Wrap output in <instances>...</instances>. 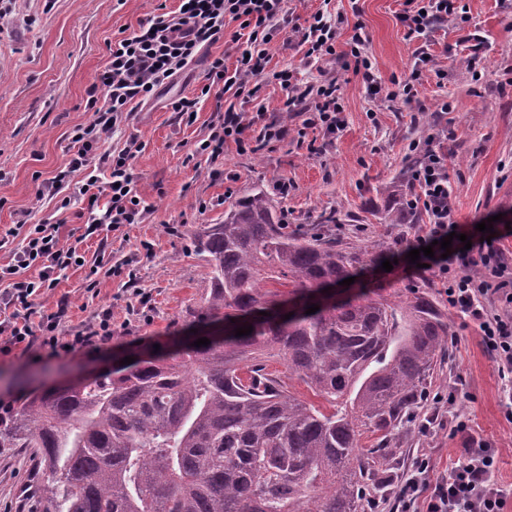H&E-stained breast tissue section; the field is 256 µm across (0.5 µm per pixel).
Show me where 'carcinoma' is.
Segmentation results:
<instances>
[{
  "mask_svg": "<svg viewBox=\"0 0 512 512\" xmlns=\"http://www.w3.org/2000/svg\"><path fill=\"white\" fill-rule=\"evenodd\" d=\"M409 198L398 194L389 223H406ZM194 236L208 254L206 316L224 335L31 394L0 419V448L31 450L42 512H371L448 355V317L420 294L359 295L284 319L288 297L317 296L377 252L288 235L262 192ZM263 281L289 291L263 292ZM269 348L319 403L266 371Z\"/></svg>",
  "mask_w": 512,
  "mask_h": 512,
  "instance_id": "obj_1",
  "label": "carcinoma"
}]
</instances>
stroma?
Instances as JSON below:
<instances>
[{"instance_id":"stroma-1","label":"stroma","mask_w":512,"mask_h":512,"mask_svg":"<svg viewBox=\"0 0 512 512\" xmlns=\"http://www.w3.org/2000/svg\"><path fill=\"white\" fill-rule=\"evenodd\" d=\"M459 2L484 38L478 54L459 44L451 22L408 36L398 20L405 0H288L291 12L303 18L319 10L341 17L337 50H346L354 27L362 26L385 91L371 95L361 77L334 59L309 63L296 43L279 36L270 69L291 71L303 86L336 79L344 127L331 136L303 129L301 117L283 112L288 91L274 79H261L255 94L237 99L219 84L203 92L211 59L235 64L231 36L238 25H227L224 39L201 49L194 63L137 105L99 146L115 156L130 138L143 142L129 161L141 198L138 223L86 238V265L62 272L40 299L48 314L66 305L69 330L85 329L98 313L111 311V342L93 352L55 355L36 346L0 355V400L20 405L35 390L111 366L114 354L156 345L166 350L187 327L208 330L201 319L202 300L210 293L207 256L194 232L223 221L225 209L248 194L265 192L289 232L324 234L351 248L377 243L386 256L397 240L428 222L424 214L415 225L382 221L394 203L392 190L409 181L414 142L450 155L459 223L493 216L498 230H505L512 223V0ZM162 5L174 11L179 0H0L6 13L0 21V229L22 236L27 225L45 219L61 222L65 236L83 227V171L71 173L60 194L40 189L64 168L75 130L92 119L88 90L108 61L109 43ZM425 52L432 60L422 66ZM414 71L416 95L394 94L395 81ZM182 97L197 102L193 123L171 108ZM230 106L253 120L244 134L250 151L231 142L217 158L197 155L200 140ZM275 119L287 126V135L260 140L264 125ZM282 181L289 184L284 194L277 189ZM332 211L337 223H321V215ZM115 265L121 275L112 274ZM353 287L392 302L426 291L443 308L459 341L429 391L456 388L452 412L498 449L495 479L507 493L504 512H512V424L504 418L495 363L475 329L463 327L430 274L410 276L399 264L387 272L374 262ZM139 290L150 296L142 309L134 297ZM448 415L439 414L428 431L413 430L407 442L411 455L431 454L438 476L452 470L464 446L461 437L449 435ZM33 480L27 449L0 448V512H31Z\"/></svg>"}]
</instances>
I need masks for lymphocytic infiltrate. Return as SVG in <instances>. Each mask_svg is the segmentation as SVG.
Returning <instances> with one entry per match:
<instances>
[{
    "label": "lymphocytic infiltrate",
    "instance_id": "lymphocytic-infiltrate-1",
    "mask_svg": "<svg viewBox=\"0 0 512 512\" xmlns=\"http://www.w3.org/2000/svg\"><path fill=\"white\" fill-rule=\"evenodd\" d=\"M289 13L288 0H180L177 10L153 15L137 30L110 43L108 62L91 86L92 119L73 136L66 168L46 184V191H60L69 173L87 169L79 189L88 200L86 235L137 223V188L127 161L142 150V143L130 139L113 159L110 176L104 181L89 171L91 152L126 119L133 104L169 82L194 60L199 48L223 38L224 26L230 20L239 24L232 40L244 43V53L232 68L223 58H214L206 80L223 83L225 91L240 95L250 80L274 76L288 86L285 108L302 114L304 127L327 134L338 132L343 119L335 80L301 88L293 85L290 72L268 70L271 48ZM457 14L456 0H406L399 20L408 35H422ZM291 32L310 62L333 57L353 62L355 73L361 74L370 93H381L382 85L373 73L361 32H354L347 51L341 53L336 50L338 24L323 12H315L305 24L292 25ZM246 128L243 113L226 109L219 128L199 144L198 150L217 157L227 142L244 146ZM448 169L447 156L432 149L426 150L422 162L412 168L409 182L415 194L409 205L423 211L428 222L406 240L404 248L425 247L456 233L448 257L424 255L419 264H427L431 277L442 285L449 306L474 324L481 344L494 358L505 419L512 423V263L500 246L501 235H493L486 242L474 225L457 223ZM13 235L10 229L0 232V249L10 251L9 262L0 264V354L6 356L36 345L57 355L68 354L110 342V312L98 314L89 329L67 333L63 330L66 306H58L50 314L40 309L39 299L55 287L58 273L80 259L78 241L62 239L59 225L47 221L30 225L19 247H11ZM466 239L472 243L467 250L462 247ZM32 267L38 270L37 278H25V271ZM448 426L453 434L469 438L461 458L449 475L434 480L427 455H417L400 480L397 502L402 512H503L505 493L494 481L496 449L471 439L464 418L451 416Z\"/></svg>",
    "mask_w": 512,
    "mask_h": 512
}]
</instances>
